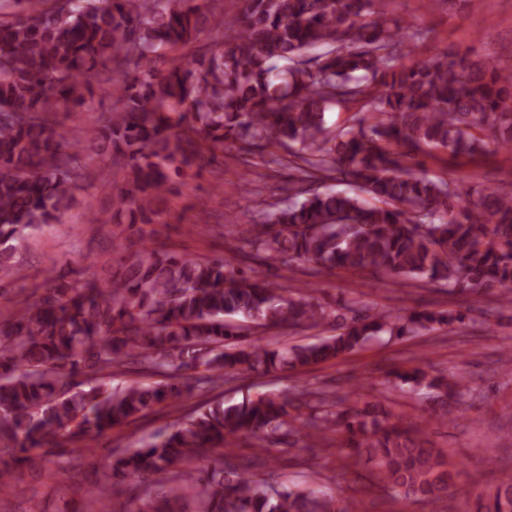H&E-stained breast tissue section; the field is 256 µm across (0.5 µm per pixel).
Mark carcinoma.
Returning a JSON list of instances; mask_svg holds the SVG:
<instances>
[{
	"instance_id": "cac0c4a2",
	"label": "carcinoma",
	"mask_w": 512,
	"mask_h": 512,
	"mask_svg": "<svg viewBox=\"0 0 512 512\" xmlns=\"http://www.w3.org/2000/svg\"><path fill=\"white\" fill-rule=\"evenodd\" d=\"M214 14L200 0H0V245L61 221L86 161L75 126L62 138L54 116L89 104L92 84L115 98L89 149L121 166L113 220L146 237L177 182L224 157L258 155L286 167L288 202L268 205L230 256L160 252L144 246L103 285L66 276L0 314V442L22 465L70 450L61 431L90 448L154 406L258 371L296 374L362 347L375 336L403 337L465 322L461 310L396 313L350 300L342 331L281 346L261 328H317L326 311L300 288L275 285L253 264L306 263L316 273L366 268L404 279L443 281L460 292L497 293L512 303V193L475 194L453 180L412 171L415 157L443 149L460 164L490 150L512 151V68L444 47L426 62L399 63L404 42L427 33L385 17L386 0H236ZM215 39L200 43L209 28ZM320 51L316 67L304 57ZM360 98L357 124L326 135L334 105ZM345 180L357 191L321 190ZM0 251V272L24 269ZM152 371L165 380L121 389L117 372ZM82 375L80 382L73 378ZM425 386L448 415L463 397L462 376L419 368L396 374ZM314 404L294 425L288 408ZM343 399L303 387L196 411L162 437L106 463L111 476L166 488L190 512H353L318 490H273L233 462L244 440L268 449L301 435L319 447L344 434L339 451L367 458L375 479L409 500L448 492L462 463L444 456L421 428L390 423L379 402L335 411ZM212 456L207 469L194 460ZM109 512H129L109 483ZM474 512H512V473L476 498Z\"/></svg>"
}]
</instances>
